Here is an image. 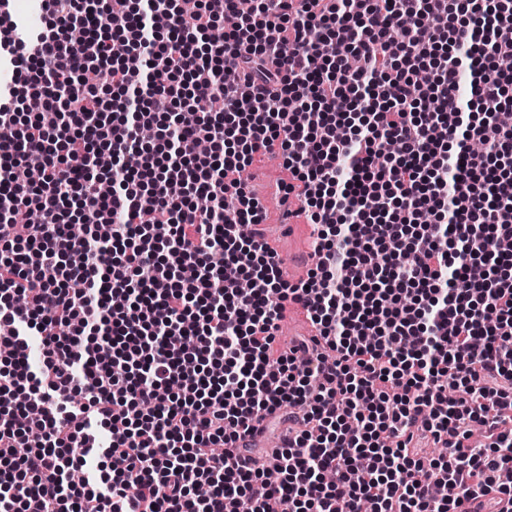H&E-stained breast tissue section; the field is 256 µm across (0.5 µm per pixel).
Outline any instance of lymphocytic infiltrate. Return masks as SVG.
I'll return each mask as SVG.
<instances>
[{
	"instance_id": "f902f5d3",
	"label": "lymphocytic infiltrate",
	"mask_w": 512,
	"mask_h": 512,
	"mask_svg": "<svg viewBox=\"0 0 512 512\" xmlns=\"http://www.w3.org/2000/svg\"><path fill=\"white\" fill-rule=\"evenodd\" d=\"M40 2L31 40L0 14V512L512 499V0ZM277 147L317 230L302 285L238 232ZM294 300L322 347H279ZM286 405L275 465L243 463Z\"/></svg>"
}]
</instances>
